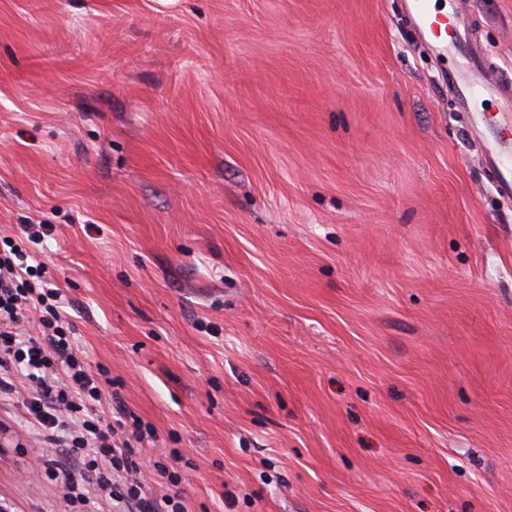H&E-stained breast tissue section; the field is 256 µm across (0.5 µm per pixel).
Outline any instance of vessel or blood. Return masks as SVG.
<instances>
[{"mask_svg":"<svg viewBox=\"0 0 512 512\" xmlns=\"http://www.w3.org/2000/svg\"><path fill=\"white\" fill-rule=\"evenodd\" d=\"M408 12L426 36L435 37L438 47L448 55L457 57L456 68L449 72L451 85L460 106L479 97H495L501 113L495 123L479 120L477 135L485 149L488 162L497 172L495 188L504 196H512V140L500 135L499 126L512 124V84L490 78L483 59L476 49L469 22H462L455 35H448V17L436 8V0H408Z\"/></svg>","mask_w":512,"mask_h":512,"instance_id":"1","label":"vessel or blood"}]
</instances>
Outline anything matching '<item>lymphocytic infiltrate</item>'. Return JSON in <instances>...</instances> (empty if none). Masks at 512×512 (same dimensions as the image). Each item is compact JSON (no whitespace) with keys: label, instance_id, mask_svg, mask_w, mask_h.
Wrapping results in <instances>:
<instances>
[{"label":"lymphocytic infiltrate","instance_id":"obj_1","mask_svg":"<svg viewBox=\"0 0 512 512\" xmlns=\"http://www.w3.org/2000/svg\"><path fill=\"white\" fill-rule=\"evenodd\" d=\"M53 225H27L23 238L0 249V398L14 397L26 409L25 428L64 448L67 467L45 462L44 475L60 481L62 497L76 512H188L178 471L152 461L162 492L146 489L141 463L154 427L132 412L106 368L90 370L64 314L66 296L50 287L47 267L30 248L51 236ZM35 319L38 332H23ZM111 396L116 419L100 406Z\"/></svg>","mask_w":512,"mask_h":512}]
</instances>
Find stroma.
Listing matches in <instances>:
<instances>
[{
	"label": "stroma",
	"instance_id": "1",
	"mask_svg": "<svg viewBox=\"0 0 512 512\" xmlns=\"http://www.w3.org/2000/svg\"><path fill=\"white\" fill-rule=\"evenodd\" d=\"M512 81V0H437ZM405 0H0V239L190 512H512V198ZM0 400V505L69 512Z\"/></svg>",
	"mask_w": 512,
	"mask_h": 512
}]
</instances>
